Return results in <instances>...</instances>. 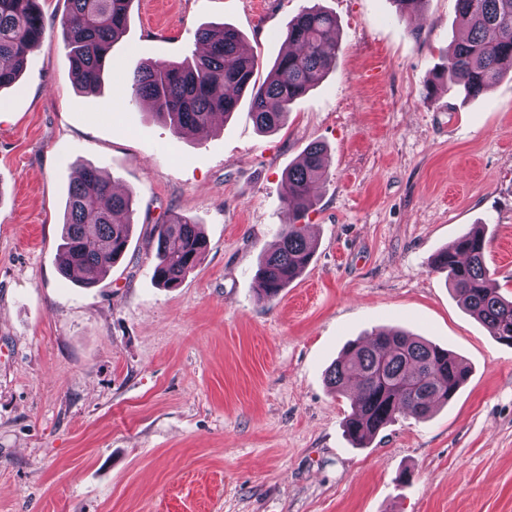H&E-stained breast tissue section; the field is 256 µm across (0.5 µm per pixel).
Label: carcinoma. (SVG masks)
Returning a JSON list of instances; mask_svg holds the SVG:
<instances>
[{
  "mask_svg": "<svg viewBox=\"0 0 512 512\" xmlns=\"http://www.w3.org/2000/svg\"><path fill=\"white\" fill-rule=\"evenodd\" d=\"M61 27L76 84L95 90L110 60L112 43L126 26L132 0H67ZM467 37L448 52L437 80L467 96H477L504 74H512V0H456ZM39 0H0V88L16 83L27 53L45 35ZM288 44L261 84L253 81L257 61L246 54L238 31L230 26L203 28L197 39L206 52L174 65L147 61L129 80L134 100H149L155 114L182 135L206 128L218 116L235 112L241 95L250 93L256 125L265 132L284 123L290 106L317 85L334 67L340 44L336 18L309 8L288 22ZM327 169V153L310 143L299 163L288 168L282 183L283 202L292 222L278 231V246L265 254L256 270L258 294L276 299L310 264L316 243L301 223L318 194ZM134 200L112 191L111 182L87 167L69 187L62 224L60 270L90 288L102 272L125 254ZM153 278L173 288L200 263L206 242L199 225L176 216L153 227ZM486 236L478 224L441 249L432 269L445 271L448 283L465 308L498 342L512 345V296L497 288L487 266ZM358 395L344 422L346 435L363 446L380 430L405 415L429 417L448 403L467 382L470 368L457 355L401 330H381L367 342L353 341L326 370L329 388L341 393L349 377Z\"/></svg>",
  "mask_w": 512,
  "mask_h": 512,
  "instance_id": "cac0c4a2",
  "label": "carcinoma"
}]
</instances>
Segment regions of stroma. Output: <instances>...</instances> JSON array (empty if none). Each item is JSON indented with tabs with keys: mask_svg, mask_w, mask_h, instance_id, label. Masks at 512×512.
Listing matches in <instances>:
<instances>
[{
	"mask_svg": "<svg viewBox=\"0 0 512 512\" xmlns=\"http://www.w3.org/2000/svg\"><path fill=\"white\" fill-rule=\"evenodd\" d=\"M0 90V512H512V347L462 306L433 256L474 224L512 292V76L477 98L438 85L456 0H133L100 89L78 88L60 21ZM335 15L341 49L285 125L229 119L176 136L129 99L145 60L195 57L237 29L264 80L289 20ZM119 108L103 116L101 106ZM328 155L305 222L317 244L273 302L255 272L289 220L282 178ZM95 167L136 202L125 257L95 287L59 272L68 189ZM183 214L206 251L152 277L154 225ZM400 328L468 364L433 416L359 448L324 374L348 341Z\"/></svg>",
	"mask_w": 512,
	"mask_h": 512,
	"instance_id": "35a3bbf8",
	"label": "stroma"
}]
</instances>
